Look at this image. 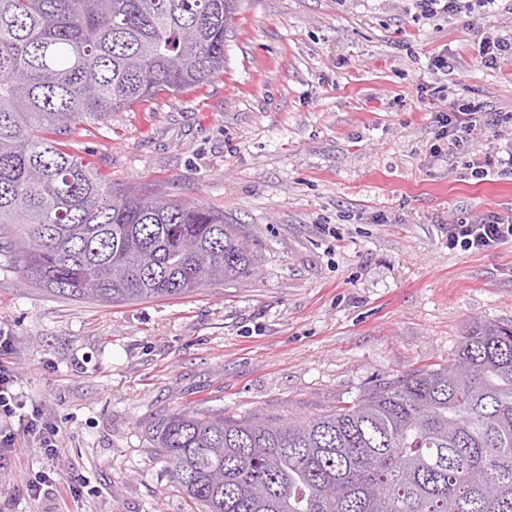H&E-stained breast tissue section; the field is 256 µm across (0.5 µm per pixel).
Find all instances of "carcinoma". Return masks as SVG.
<instances>
[{
    "label": "carcinoma",
    "instance_id": "carcinoma-1",
    "mask_svg": "<svg viewBox=\"0 0 512 512\" xmlns=\"http://www.w3.org/2000/svg\"><path fill=\"white\" fill-rule=\"evenodd\" d=\"M243 0H0V249L35 285L106 304L250 275L244 226L116 190L67 148L80 126L224 70ZM200 512H512V324L474 321L448 366L309 418L197 409L156 426Z\"/></svg>",
    "mask_w": 512,
    "mask_h": 512
}]
</instances>
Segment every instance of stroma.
Returning a JSON list of instances; mask_svg holds the SVG:
<instances>
[{"label":"stroma","mask_w":512,"mask_h":512,"mask_svg":"<svg viewBox=\"0 0 512 512\" xmlns=\"http://www.w3.org/2000/svg\"><path fill=\"white\" fill-rule=\"evenodd\" d=\"M509 30L512 0L430 19L415 0H244L223 72L70 137L104 183L245 225L258 264L187 297L104 305L36 286L0 250L21 389L59 428L61 479L83 487L66 512H191L157 453L162 419L322 414L447 364L468 323L512 321V242L452 250L446 229L453 213L512 211V176L467 167L512 128L452 150L420 103L440 83V110L512 113V62L478 63L482 37ZM16 444L0 512H46L24 486L48 462Z\"/></svg>","instance_id":"1"}]
</instances>
